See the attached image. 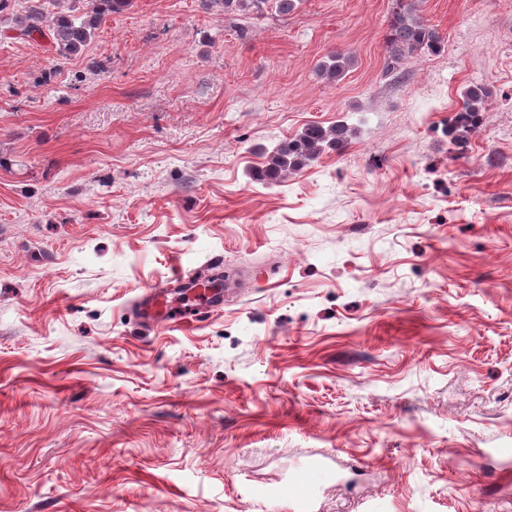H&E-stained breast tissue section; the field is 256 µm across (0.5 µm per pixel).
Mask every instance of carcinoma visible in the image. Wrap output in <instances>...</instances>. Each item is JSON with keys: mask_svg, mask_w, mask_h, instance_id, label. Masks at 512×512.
Listing matches in <instances>:
<instances>
[{"mask_svg": "<svg viewBox=\"0 0 512 512\" xmlns=\"http://www.w3.org/2000/svg\"><path fill=\"white\" fill-rule=\"evenodd\" d=\"M415 2L395 0L386 37L385 69L388 72L417 50L435 54L441 49L439 32L418 15ZM201 3L205 7L221 5L224 12L231 14H259L268 6L288 14L297 8L300 0H201ZM131 5L132 0H83V10L76 15L58 12L49 16L44 0H29L25 13L15 16L14 30L23 39L48 37L57 59L68 60L90 42L107 19ZM352 64L353 60L347 54L333 52L318 66V74L330 83L336 82ZM485 97L486 89L482 86H470L465 90L463 106L452 117L449 126L454 140L462 142L479 130ZM349 134V128L342 123L328 129L311 125L299 136L279 142L267 156L266 166L255 175L277 183L289 173L300 170L306 162L317 159L325 148L343 149L349 142Z\"/></svg>", "mask_w": 512, "mask_h": 512, "instance_id": "1", "label": "carcinoma"}]
</instances>
